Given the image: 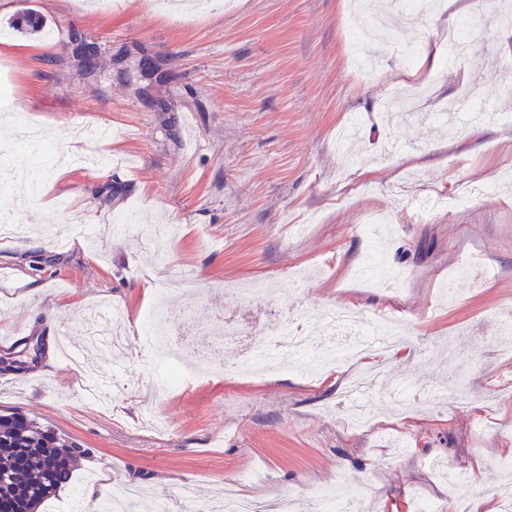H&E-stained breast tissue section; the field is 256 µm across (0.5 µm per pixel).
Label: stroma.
<instances>
[{
    "label": "stroma",
    "instance_id": "obj_1",
    "mask_svg": "<svg viewBox=\"0 0 512 512\" xmlns=\"http://www.w3.org/2000/svg\"><path fill=\"white\" fill-rule=\"evenodd\" d=\"M434 3L413 19L391 9L376 31L355 0H233L200 6L190 26L162 0H0V84L11 96L0 145L24 147L35 124L61 151L106 159L45 181L17 211L26 234L0 236V361L28 363L0 369V414L21 413L85 448L71 487L83 512L116 484L138 488L130 512L162 503L184 512L186 492L206 504L230 482L298 512L314 491L337 496L366 482L367 512H417L420 497L453 498L436 464L466 474L459 492L470 497L512 479L499 466L512 448V335L497 326L512 304V188L424 224L393 193L417 178L451 198L460 183L512 168V27L489 28L483 46L452 61L440 38L450 15ZM26 7L50 36L7 33ZM74 31L98 54L93 76L82 72ZM426 76L428 95L388 118V93ZM464 81L480 86L471 110L492 119L459 147L462 121L430 115ZM374 213L391 220L378 247L407 273L396 293L351 281ZM123 215L130 229L110 231ZM156 223L174 225L168 258L195 273L206 313L240 325L225 364L241 358L251 324L276 327L284 308L302 303L400 320L411 356L368 377L377 388L370 422L346 423L345 366L217 372L158 391L162 364L137 338L164 278L135 230ZM76 224L97 231L63 247L33 244L46 226ZM470 255L484 259L485 275L457 282L456 302L439 304L441 279ZM299 268L309 279L298 287ZM246 285L274 296L243 300ZM102 299L124 310L113 325L124 347L88 359L118 395L108 413L85 399L83 375L59 347L63 327L72 345L84 342V315ZM407 373L421 389L403 412L389 384ZM436 386L452 390L448 403L430 404Z\"/></svg>",
    "mask_w": 512,
    "mask_h": 512
}]
</instances>
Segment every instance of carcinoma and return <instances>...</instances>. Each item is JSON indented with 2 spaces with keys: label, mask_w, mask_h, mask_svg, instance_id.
<instances>
[{
  "label": "carcinoma",
  "mask_w": 512,
  "mask_h": 512,
  "mask_svg": "<svg viewBox=\"0 0 512 512\" xmlns=\"http://www.w3.org/2000/svg\"><path fill=\"white\" fill-rule=\"evenodd\" d=\"M16 31H42L44 20L23 11L13 20ZM80 448L51 427L22 414L0 416V498L13 512H38L47 499L72 484Z\"/></svg>",
  "instance_id": "1"
}]
</instances>
